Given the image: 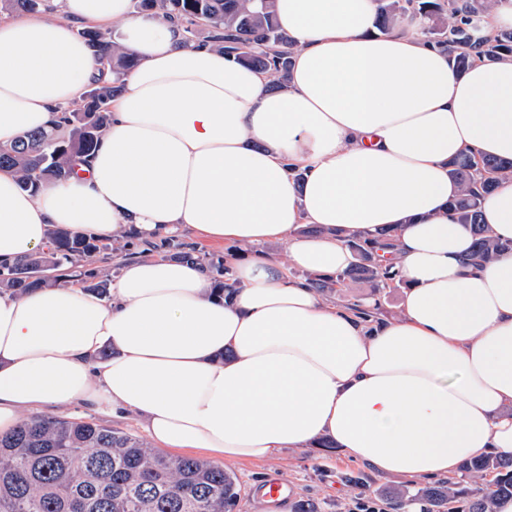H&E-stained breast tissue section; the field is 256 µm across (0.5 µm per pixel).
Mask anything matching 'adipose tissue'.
I'll return each instance as SVG.
<instances>
[{
  "label": "adipose tissue",
  "mask_w": 512,
  "mask_h": 512,
  "mask_svg": "<svg viewBox=\"0 0 512 512\" xmlns=\"http://www.w3.org/2000/svg\"><path fill=\"white\" fill-rule=\"evenodd\" d=\"M50 2L0 18V145L48 130L97 77L78 26L112 31L137 64L68 180L31 194L0 168V261L57 226L97 240L189 231L224 244L240 287L224 300L197 264L152 257L126 262L108 300L76 285L0 292V434L90 405L135 416L154 447L228 463L326 440L422 478L512 455V176L482 201L507 245L492 259L470 264L471 234L448 208L449 160L512 159V58L459 75L421 34L376 31V0H275L297 45L276 89L131 0ZM385 230L398 320L308 284ZM271 241L286 258L262 253Z\"/></svg>",
  "instance_id": "adipose-tissue-1"
}]
</instances>
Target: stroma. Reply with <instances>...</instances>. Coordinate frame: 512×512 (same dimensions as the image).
I'll list each match as a JSON object with an SVG mask.
<instances>
[{"label": "stroma", "mask_w": 512, "mask_h": 512, "mask_svg": "<svg viewBox=\"0 0 512 512\" xmlns=\"http://www.w3.org/2000/svg\"><path fill=\"white\" fill-rule=\"evenodd\" d=\"M148 254V242L127 236L110 241L107 250L96 255L93 266L100 276L109 279L117 274L122 261ZM322 296L348 305L371 302L377 305L378 316L394 319L401 313L403 290L359 280L343 288L325 290ZM231 470L241 485L235 512H264L252 491L257 481L269 472L279 474L292 485L297 500L316 503L320 512H350L358 499L377 496L382 497L386 512H391L390 492H404L422 485L418 479L376 473L368 464L351 459L339 449L322 445L292 449L262 462L235 463Z\"/></svg>", "instance_id": "obj_1"}]
</instances>
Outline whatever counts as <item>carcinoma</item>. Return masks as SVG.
Instances as JSON below:
<instances>
[{"label": "carcinoma", "instance_id": "obj_1", "mask_svg": "<svg viewBox=\"0 0 512 512\" xmlns=\"http://www.w3.org/2000/svg\"><path fill=\"white\" fill-rule=\"evenodd\" d=\"M43 0H0V9L36 12ZM143 11L159 10L184 27H201L212 42L270 74L272 85L288 81L295 47L276 22L274 0H137ZM377 24L386 32L405 18L429 21L423 29L429 42L454 54L456 70L474 60L512 57V28L488 36L482 30L490 0H378ZM81 36L101 65V79L90 86L83 102L64 112L62 127L26 133L13 145L0 146V166L16 169L20 186L36 191L47 182L70 177L71 162L90 157L108 121L112 98L122 90L119 74L132 64L106 34L85 28ZM512 173V161L464 155L450 163V174L461 187L450 208L471 227L475 255L488 260L503 248L479 221L481 198L498 176ZM360 259L330 277L312 278L316 289L345 287L360 279L396 284L398 273L381 266L371 252L354 242ZM101 251L96 240L64 229L53 232V247L0 264V290L22 294L57 283L53 271L68 264L88 289L105 287L87 268ZM464 473L491 482L471 493L462 512H493L500 497H512V457H484L462 464ZM459 495L456 483L437 482L400 494L401 509L417 504L420 512H445ZM240 498L236 475L192 456L169 458L133 434L81 420L32 416L11 433L0 435V512H234Z\"/></svg>", "mask_w": 512, "mask_h": 512}]
</instances>
